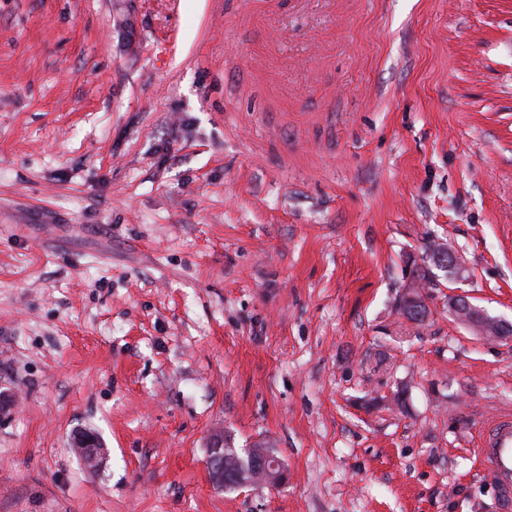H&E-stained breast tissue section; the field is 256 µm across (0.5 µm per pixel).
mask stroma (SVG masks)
<instances>
[{"label":"stroma","instance_id":"1","mask_svg":"<svg viewBox=\"0 0 512 512\" xmlns=\"http://www.w3.org/2000/svg\"><path fill=\"white\" fill-rule=\"evenodd\" d=\"M453 292L512 323V0H0V512H496ZM230 444V439L224 438V433H215L210 437L207 447L206 465L210 478L215 485L222 488L228 485L225 480L227 469H231L234 466V460L230 462L231 465H228L224 457V450L232 448ZM244 450L246 457L250 458V465L247 469L240 468L234 481L230 484L232 487L243 488L257 480H264L271 485L281 482L284 470L278 457L260 450H252V448H245Z\"/></svg>","mask_w":512,"mask_h":512}]
</instances>
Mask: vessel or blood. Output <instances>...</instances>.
Returning <instances> with one entry per match:
<instances>
[{
	"label": "vessel or blood",
	"instance_id": "b4317fda",
	"mask_svg": "<svg viewBox=\"0 0 512 512\" xmlns=\"http://www.w3.org/2000/svg\"><path fill=\"white\" fill-rule=\"evenodd\" d=\"M479 455L485 473L496 484L502 512H512V413L505 411L481 424Z\"/></svg>",
	"mask_w": 512,
	"mask_h": 512
}]
</instances>
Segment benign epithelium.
I'll list each match as a JSON object with an SVG mask.
<instances>
[{
    "instance_id": "7a95c632",
    "label": "benign epithelium",
    "mask_w": 512,
    "mask_h": 512,
    "mask_svg": "<svg viewBox=\"0 0 512 512\" xmlns=\"http://www.w3.org/2000/svg\"><path fill=\"white\" fill-rule=\"evenodd\" d=\"M448 308L452 315L463 321L464 324L477 330L482 336L502 340V323L483 310L472 305L467 297L459 294L448 296ZM72 447L81 451L84 463L89 467L98 464L100 451L94 448V438L90 435H78L72 441ZM245 455L250 458L249 468H242L232 483H227L225 475L230 468L224 457V434H213L208 443L206 465L212 482L224 487L231 485L234 488H243L257 480H263L268 484L276 485L281 482L284 474L280 459L274 455L256 449H245Z\"/></svg>"
}]
</instances>
